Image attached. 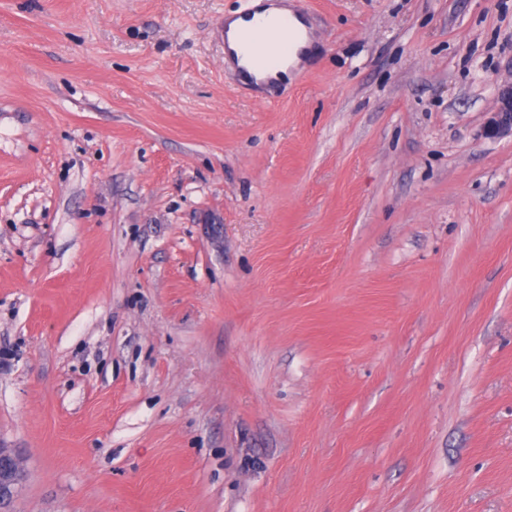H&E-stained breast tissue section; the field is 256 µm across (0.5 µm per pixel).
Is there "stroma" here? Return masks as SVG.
<instances>
[{
	"label": "stroma",
	"mask_w": 512,
	"mask_h": 512,
	"mask_svg": "<svg viewBox=\"0 0 512 512\" xmlns=\"http://www.w3.org/2000/svg\"><path fill=\"white\" fill-rule=\"evenodd\" d=\"M0 0L9 512H512V0ZM238 17L227 20L229 38L232 42L236 33V44L240 55L245 57L254 71L270 74L280 73L298 44L300 34L288 15L278 17H256L254 10L246 8ZM271 34L270 38H266ZM483 134L488 138L512 137V84L497 92V107L485 123Z\"/></svg>",
	"instance_id": "1"
}]
</instances>
